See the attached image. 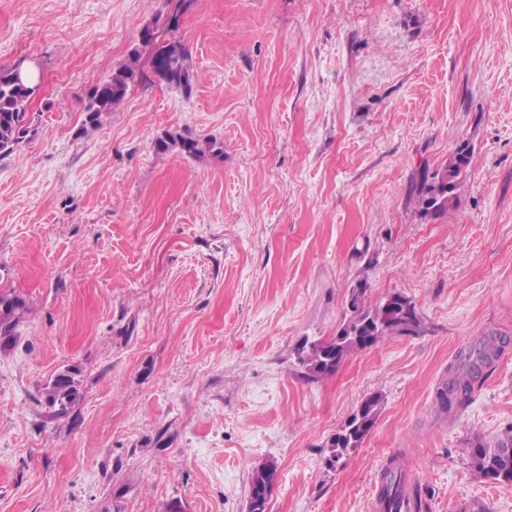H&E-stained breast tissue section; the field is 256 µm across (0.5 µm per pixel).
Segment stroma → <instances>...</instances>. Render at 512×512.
Wrapping results in <instances>:
<instances>
[{
	"instance_id": "1",
	"label": "stroma",
	"mask_w": 512,
	"mask_h": 512,
	"mask_svg": "<svg viewBox=\"0 0 512 512\" xmlns=\"http://www.w3.org/2000/svg\"><path fill=\"white\" fill-rule=\"evenodd\" d=\"M0 0V68L32 61L34 128L0 158V291L26 302L0 345V512H371L400 457L423 512H512L467 450L512 426V0ZM156 22L195 74L155 75L96 130L82 99ZM186 130L215 159L161 152ZM470 140L448 214L413 186ZM422 320L306 379L350 289ZM509 344L448 414L435 393L482 335ZM73 372L64 416L48 383ZM374 392L359 448L333 437ZM276 472L277 466L271 460L252 471L249 481L248 512H267Z\"/></svg>"
}]
</instances>
